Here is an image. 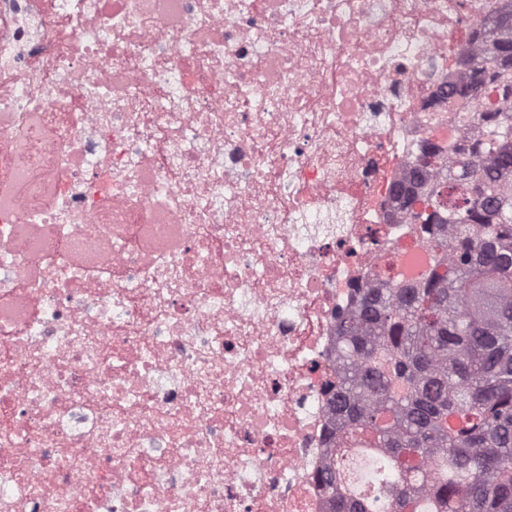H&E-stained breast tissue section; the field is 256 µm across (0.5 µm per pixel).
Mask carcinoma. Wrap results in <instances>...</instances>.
<instances>
[{"instance_id":"cac0c4a2","label":"carcinoma","mask_w":512,"mask_h":512,"mask_svg":"<svg viewBox=\"0 0 512 512\" xmlns=\"http://www.w3.org/2000/svg\"><path fill=\"white\" fill-rule=\"evenodd\" d=\"M489 41L482 67L465 49L469 80L448 86V111L480 134L454 146L407 223L432 257L405 283L389 272L360 291V309L336 325L339 428L351 448L319 470L337 512H512V10L473 41ZM377 454V487L346 479L351 449Z\"/></svg>"}]
</instances>
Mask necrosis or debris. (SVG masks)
<instances>
[{"label":"necrosis or debris","instance_id":"obj_1","mask_svg":"<svg viewBox=\"0 0 512 512\" xmlns=\"http://www.w3.org/2000/svg\"><path fill=\"white\" fill-rule=\"evenodd\" d=\"M506 3L0 0V512H332L336 316Z\"/></svg>","mask_w":512,"mask_h":512}]
</instances>
